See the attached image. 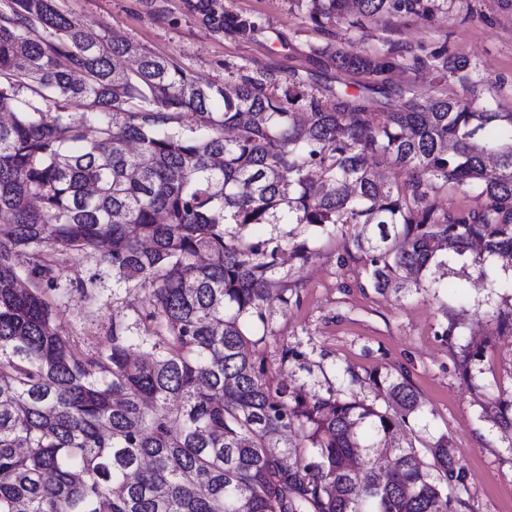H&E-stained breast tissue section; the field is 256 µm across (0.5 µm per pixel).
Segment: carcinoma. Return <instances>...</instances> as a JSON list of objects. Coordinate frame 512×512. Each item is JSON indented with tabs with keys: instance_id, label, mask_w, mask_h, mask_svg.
I'll return each instance as SVG.
<instances>
[{
	"instance_id": "carcinoma-1",
	"label": "carcinoma",
	"mask_w": 512,
	"mask_h": 512,
	"mask_svg": "<svg viewBox=\"0 0 512 512\" xmlns=\"http://www.w3.org/2000/svg\"><path fill=\"white\" fill-rule=\"evenodd\" d=\"M56 2L0 8V512H459L448 438L428 447V468L397 439L420 410L404 378L380 382L383 411L262 380L251 336L286 240L247 230L346 228L379 293L439 287L477 240L480 274L501 288L484 265L512 272V112L414 84L395 112L329 106L299 76L280 91L243 75L226 91L103 41ZM441 2L297 0L318 25L427 17ZM187 4L217 32L259 31L224 0ZM339 64L377 77L401 67L392 51ZM415 65L468 79L442 50ZM371 159L404 178H378ZM450 188L484 205L438 206ZM71 254L150 297L93 355L48 296ZM70 287L98 302L94 281ZM511 409L497 399L487 414L512 430ZM291 428L306 448L281 442Z\"/></svg>"
}]
</instances>
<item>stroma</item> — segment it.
<instances>
[{
	"mask_svg": "<svg viewBox=\"0 0 512 512\" xmlns=\"http://www.w3.org/2000/svg\"><path fill=\"white\" fill-rule=\"evenodd\" d=\"M57 4L93 35L171 57L203 84H233L246 74L283 88L302 73L330 100L375 85L372 111L389 112L413 82L432 95L460 97L476 111L489 105L512 112V0H448L447 11L428 18L372 17L357 26L344 20L315 25L293 0H224L227 12L259 24L250 38L213 31L186 0ZM440 49L468 61L480 81L440 83L428 72L404 68L373 77L336 63L340 51L392 50L409 58ZM309 246L307 263L286 262L276 274L289 285L286 301L273 295L262 306L252 358L267 385L380 408L374 376L404 375L422 401L404 437L418 445L448 437L465 466L463 482L448 488L463 502L462 512H512V431L485 414L492 398L512 400V331L497 327L498 317L512 316V290L491 298L474 288L479 267L468 260L452 264L439 289L381 294L368 285L363 260L348 253L345 235L313 238ZM63 264L67 276L96 281L97 305L76 292L55 299L64 331L81 352L96 353L113 322H133L148 297L115 285L93 257L70 255ZM476 347L483 348L482 359L469 358Z\"/></svg>",
	"mask_w": 512,
	"mask_h": 512,
	"instance_id": "stroma-1",
	"label": "stroma"
}]
</instances>
